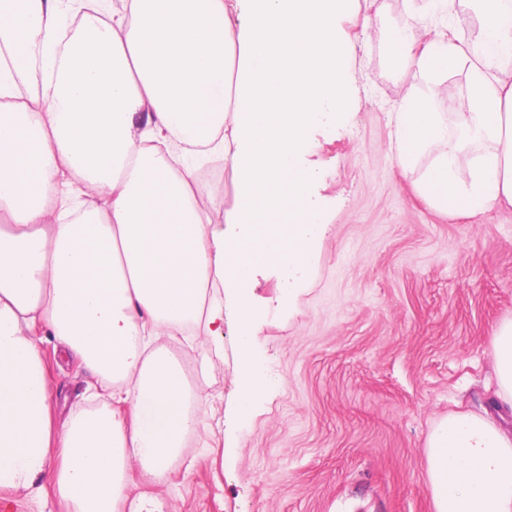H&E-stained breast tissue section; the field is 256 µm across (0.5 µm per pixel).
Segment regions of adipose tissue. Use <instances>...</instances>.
Instances as JSON below:
<instances>
[{"label": "adipose tissue", "mask_w": 512, "mask_h": 512, "mask_svg": "<svg viewBox=\"0 0 512 512\" xmlns=\"http://www.w3.org/2000/svg\"><path fill=\"white\" fill-rule=\"evenodd\" d=\"M486 51L451 28L392 37L428 83L464 65L467 173L448 124L409 90L396 119V164L439 210L512 204V10L492 0ZM344 0H92L76 29L64 0H0V489L53 488L79 512H118L129 470L175 462L205 430L208 395L165 343L201 329H239L238 410L268 383L251 327V294L267 263L289 297L317 240L306 130L349 109L336 16ZM40 74L23 97L22 74ZM230 160L237 204L201 185L185 155ZM93 200L79 210L75 200ZM75 357L113 408L56 421L43 336ZM497 397L512 407V321L496 331ZM435 512H512V434L471 412L438 422L426 444Z\"/></svg>", "instance_id": "adipose-tissue-1"}]
</instances>
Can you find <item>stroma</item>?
<instances>
[{"mask_svg": "<svg viewBox=\"0 0 512 512\" xmlns=\"http://www.w3.org/2000/svg\"><path fill=\"white\" fill-rule=\"evenodd\" d=\"M352 4L337 21L351 106L306 133L322 224L315 258L286 305L276 303L275 267L253 290L268 307L253 337L268 390L237 414L233 324L218 346L168 343L206 384L210 431L188 436L164 472L132 469L134 493L161 512H434L432 427L497 408L493 338L512 320V205L437 211L395 163L407 91H432L453 139L465 72L430 88L392 50L393 31L409 22L406 0ZM370 9L381 23L366 31L355 14ZM44 357L59 416L107 406L64 351L48 342Z\"/></svg>", "mask_w": 512, "mask_h": 512, "instance_id": "obj_1", "label": "stroma"}]
</instances>
